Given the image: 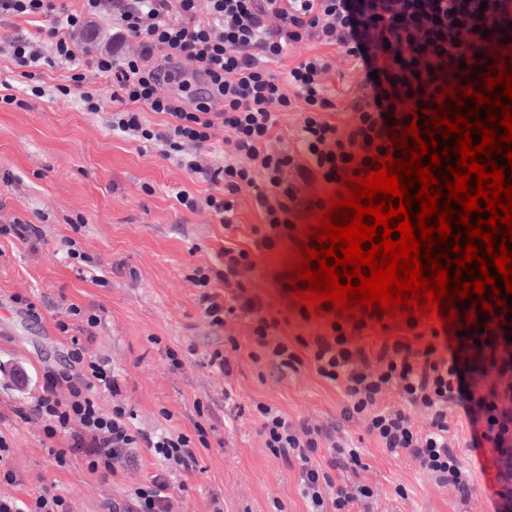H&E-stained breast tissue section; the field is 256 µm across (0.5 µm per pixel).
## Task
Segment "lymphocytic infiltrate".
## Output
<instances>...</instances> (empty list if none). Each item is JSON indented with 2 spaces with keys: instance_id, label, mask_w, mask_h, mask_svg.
<instances>
[{
  "instance_id": "lymphocytic-infiltrate-1",
  "label": "lymphocytic infiltrate",
  "mask_w": 512,
  "mask_h": 512,
  "mask_svg": "<svg viewBox=\"0 0 512 512\" xmlns=\"http://www.w3.org/2000/svg\"><path fill=\"white\" fill-rule=\"evenodd\" d=\"M100 16L108 18L115 41L132 37L140 43L137 53L105 52L95 62L97 73L112 79L113 132L161 144L164 158L189 173H204L214 193L199 197L179 190L175 199L185 209L211 212L229 228L237 197L247 190L262 215L250 229L251 248H226L222 262L196 267L191 276L210 325L250 321L246 343L227 337L223 349L208 355V366L232 375L243 351L282 371L310 368L340 391L344 422L363 426L387 454L409 456L437 485L467 498L474 489L472 470L448 445L450 414L462 410L473 448L489 444L498 454L497 495L502 512H512V305L494 309V328L480 333L471 327L457 338L441 328L422 332L412 320L392 339L381 316L338 320L329 313L318 317L314 336L291 345L277 338L278 321L264 316L260 297L247 286L253 252L290 242L347 164L364 160L371 148L385 154L380 139L412 120L400 105L433 108L447 70L489 66L483 54L488 33L512 32V12L503 0H431L425 10L412 0H82L77 10L58 0H0V18L53 19L50 61L71 73L55 93H78L90 112L101 110L102 93L87 85L75 36ZM309 41L343 48L362 73L341 120L329 118L336 107L331 57L314 55L278 72L270 67L290 47ZM6 52L30 94L43 97L39 77L47 60L39 43L19 37ZM186 66L201 75L202 88L184 79ZM298 100L307 109L297 134L278 147L277 116ZM144 107L164 116V130L143 122ZM217 138L226 147L223 163L202 167L201 150ZM376 330L386 335L377 350L355 344V337ZM467 350L477 351L485 370L496 373L487 390L478 389L479 373L462 359ZM68 355L77 372L49 374L32 409L47 438L68 441L53 451L57 466L77 455L89 471L108 477L124 468L131 449H147L160 461V472L133 487L112 512H168L173 479L197 466L210 447L206 428L197 425L192 435L141 434L125 404L104 398L113 386L107 363L76 337ZM393 393L399 405H387ZM418 408L429 416L426 426L412 418ZM254 411L266 448L295 464L308 512H374L368 483L334 477L363 469L359 448L337 441L330 429L288 420L268 404L256 403Z\"/></svg>"
}]
</instances>
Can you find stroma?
<instances>
[{
    "label": "stroma",
    "instance_id": "obj_1",
    "mask_svg": "<svg viewBox=\"0 0 512 512\" xmlns=\"http://www.w3.org/2000/svg\"><path fill=\"white\" fill-rule=\"evenodd\" d=\"M311 55L333 58L336 109L345 111L361 72L344 51L312 41L273 68ZM97 85L105 98L97 113L84 110L75 94L29 96L24 107L0 108V225L19 218L40 230L28 242L0 235V434L20 478L0 484V494L27 502L46 488L64 496L71 512H106L107 503L124 501L131 487L158 472L159 461L143 448L109 478L78 458L57 466L52 451L64 440L47 439L39 423L19 416L41 394L46 373L63 368L83 316L95 314L100 324L86 345L111 365L112 398L131 408L138 431L191 435L198 408L208 410L211 447L174 480L173 512H274L278 505L306 512L296 469L265 446L252 410L257 402L295 422L336 426L337 437L362 451L358 478L373 487L378 512H495L492 448L466 454L475 491L464 500L410 458L388 455L364 429L339 426L343 398L311 370L284 376L244 356L227 379L207 366L206 356L224 346V331L203 318L190 276L214 264L224 245L245 246L247 227L260 223V215L247 193L239 198L234 231L210 212L181 208L175 191L204 196L213 186L164 159L158 148L112 133V80L101 77ZM69 240L96 263V274L68 258ZM285 257L282 250L258 255L252 290L265 315L278 320L281 338L292 342L315 327L298 317L280 287ZM62 321L68 332H60ZM169 348L178 352L181 368L166 359ZM399 485L405 497L396 496Z\"/></svg>",
    "mask_w": 512,
    "mask_h": 512
}]
</instances>
